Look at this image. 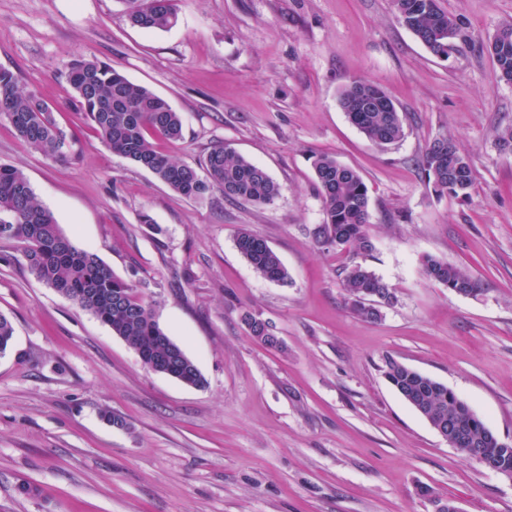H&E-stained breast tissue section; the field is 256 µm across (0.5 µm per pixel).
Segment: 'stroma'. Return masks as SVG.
Here are the masks:
<instances>
[{
  "instance_id": "obj_1",
  "label": "stroma",
  "mask_w": 512,
  "mask_h": 512,
  "mask_svg": "<svg viewBox=\"0 0 512 512\" xmlns=\"http://www.w3.org/2000/svg\"><path fill=\"white\" fill-rule=\"evenodd\" d=\"M464 34L438 57L392 0H180L166 30L133 26L120 0H0V68L57 105L72 147L54 162L0 122V165L20 168L63 233L155 302L197 364L196 389L144 366L93 314L38 281L0 240V512H512V478L455 448L383 375L393 357L448 386L512 442V84L487 46L512 0H440ZM109 63L165 98L184 138L157 148L197 165L231 145L279 184L269 205L215 191L188 199L112 152L72 106L64 64ZM379 84L405 136L371 146L339 106ZM445 134L467 153V198L439 197L420 161ZM327 153L367 187L366 261L395 296L376 319L345 305L348 251L318 247L311 166ZM150 223H143V216ZM249 226L289 280L257 276L234 236ZM482 283L461 296L423 256ZM265 320L280 344L241 321ZM121 416L116 427L103 412ZM429 488L432 498L420 495ZM243 321L248 327L250 336L272 347L279 345V341L277 337L271 333L268 323L263 321L259 316L253 313H246L243 316Z\"/></svg>"
}]
</instances>
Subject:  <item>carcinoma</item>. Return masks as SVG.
I'll list each match as a JSON object with an SVG mask.
<instances>
[{
  "label": "carcinoma",
  "mask_w": 512,
  "mask_h": 512,
  "mask_svg": "<svg viewBox=\"0 0 512 512\" xmlns=\"http://www.w3.org/2000/svg\"><path fill=\"white\" fill-rule=\"evenodd\" d=\"M131 22L145 30H165L177 19V0H120ZM395 16L435 56L446 57L461 38L454 17L439 0H393ZM512 23L500 26L488 45L497 78L512 83ZM74 104L113 154L151 172L173 192L198 198L213 189L224 198L257 205L274 202L279 185L261 166L226 145L212 149L196 168L159 152L147 134L170 143L183 138L181 115L163 97L129 81L108 63L77 57L66 64ZM339 105L349 121L374 146L386 149L404 137L402 115L379 85L353 79L340 93ZM55 107L35 91H23L13 72L0 68V121L21 141L45 158L57 161L70 150ZM425 185L438 196L466 197L473 186L471 163L459 143L439 135L428 144L421 162ZM313 169L322 197L324 220L313 229L315 244L334 246L364 258L372 255L368 189L358 170L328 154L314 156ZM0 239L24 244L29 272L47 287L92 313L123 339L149 369L185 385L202 387L205 379L196 363L156 320L154 301L138 287L117 277L99 257L76 247L64 235L51 211L37 199L24 172L0 165ZM235 247L261 278L288 281V270L267 241L243 226ZM424 275L450 292L471 296L481 282L466 269L432 256L422 259ZM348 304L358 316L376 318L379 298L390 305L394 295L364 264L345 269ZM249 335L276 347L279 341L268 323L253 313L243 316ZM14 336L12 322L0 314V354ZM383 374L389 384L434 427L451 423L448 442L487 468L512 477V444L501 440L448 386L388 358Z\"/></svg>",
  "instance_id": "1"
}]
</instances>
